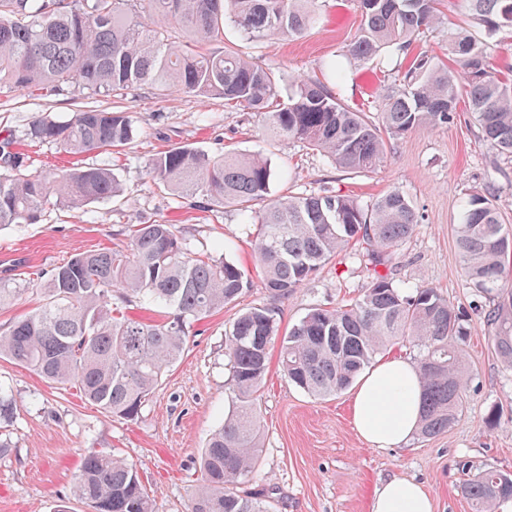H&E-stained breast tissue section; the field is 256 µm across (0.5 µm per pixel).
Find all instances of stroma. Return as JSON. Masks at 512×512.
<instances>
[{"label":"stroma","instance_id":"35a3bbf8","mask_svg":"<svg viewBox=\"0 0 512 512\" xmlns=\"http://www.w3.org/2000/svg\"><path fill=\"white\" fill-rule=\"evenodd\" d=\"M360 20L355 0H326L317 24L301 37L260 43L228 26L224 45L273 70L285 96L298 75L320 72L343 53ZM406 66L404 57L391 54L353 63L345 66L336 91L351 110L376 117V101L391 73ZM91 107L128 113L134 140L125 151L73 156L48 143L23 151L37 172L92 165L111 169L124 198L50 206L42 223L0 228V282L25 289L21 298L0 308V329L36 306L39 295L30 283L75 251L125 249L133 224L177 225L192 250L221 246L222 256L256 277L254 227L242 223L236 207L202 209L154 184L148 162L169 147L265 154L276 173V195L325 187L366 204L397 188L413 202L419 223L389 258L393 279L409 290L435 287L467 315L465 368L471 383L462 414L435 438L415 436L397 448H374L354 427L351 391L320 399L291 385L281 371L280 346L272 344L260 397L261 446L246 489L267 495L274 512H370L374 491L387 479L403 476L423 485L434 512H471L459 490L464 480L491 467L512 473V369L497 356L484 316L471 310L474 293L461 271L455 234L468 194L490 187L512 231V158L481 141L465 107H458L449 124L419 128L395 141L386 162L367 174L340 169L303 143L272 141L262 114L225 104L223 97L161 95L147 85L111 98L41 97L1 87L0 139L22 133L35 118L65 120ZM367 286L358 259L345 258L329 261L310 284L285 299H273L257 285L247 289L235 303L191 326L181 361L165 373L132 421L82 401L76 389L57 388L0 359V384L11 388L19 405L10 434L14 448L0 456V512H54L59 505L69 512H94L72 495L83 455L91 448L136 466L156 512H184L200 476V453L232 406L224 390L229 376L225 325L242 308L265 305L275 310L285 331L310 309L350 303ZM492 408L498 413L493 425L487 420Z\"/></svg>","mask_w":512,"mask_h":512}]
</instances>
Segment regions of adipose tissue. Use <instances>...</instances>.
Instances as JSON below:
<instances>
[{"mask_svg": "<svg viewBox=\"0 0 512 512\" xmlns=\"http://www.w3.org/2000/svg\"><path fill=\"white\" fill-rule=\"evenodd\" d=\"M421 406L416 367L403 356H390L361 376L353 398V424L374 447H395L416 432ZM370 512H433V503L419 483L396 476L375 491Z\"/></svg>", "mask_w": 512, "mask_h": 512, "instance_id": "obj_1", "label": "adipose tissue"}]
</instances>
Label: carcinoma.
I'll use <instances>...</instances> for the list:
<instances>
[{"label":"carcinoma","instance_id":"1","mask_svg":"<svg viewBox=\"0 0 512 512\" xmlns=\"http://www.w3.org/2000/svg\"><path fill=\"white\" fill-rule=\"evenodd\" d=\"M319 0H0V84L31 94L122 95L136 86L224 101L264 115L278 141H300L337 167L372 172L388 158L391 141L421 127L453 119L464 101L482 141L512 156V79L495 66L487 39L512 28V0H460L483 28L478 39L448 30L452 66L420 53L378 97L380 119L346 107L319 77H299L288 101H278V78L239 53L223 50L229 22L253 41L303 35L318 20ZM360 25L346 55L368 63L383 52L405 53L426 31L444 24V0H358ZM188 38L168 36V26ZM25 140L52 143L82 155L128 145L133 127L124 112L87 109L66 121L41 117ZM4 138L0 173V227L37 224L50 205L74 207L120 196L112 172L101 167L34 173L28 157ZM154 183L200 204L228 203L252 220L251 203L268 200L252 239L263 288L286 298L308 284L322 265L361 244L369 286L353 303L311 309L280 334L275 312L262 305L242 311L224 329L232 412L215 429L201 458L202 479L187 512H271L264 500L238 485L254 468L260 447L257 421L269 348L281 338L280 363L289 382L318 397L353 383L389 345L419 349L423 387L418 436L448 430L464 408L467 331L463 315L436 288L412 292L395 284L385 253L411 237L419 222L409 197L392 189L370 204L320 190L270 197L273 169L254 154L211 155L173 146L151 159ZM456 242L462 271L493 328L498 357L512 368V233L504 230L490 190L468 196ZM252 287L227 259L195 253L174 224H135L125 251L74 254L51 270L38 305L0 333V358L16 361L123 419L138 417L163 373L182 357L188 326L230 304ZM125 303L149 299L170 310L144 323L112 307V292ZM17 406L0 385V425L14 424ZM73 496L94 512H154L137 468L96 450L84 455ZM473 512H497L512 501V474L486 469L461 486Z\"/></svg>","mask_w":512,"mask_h":512}]
</instances>
